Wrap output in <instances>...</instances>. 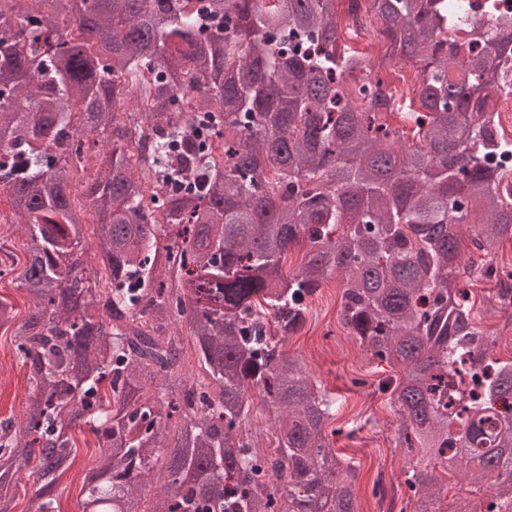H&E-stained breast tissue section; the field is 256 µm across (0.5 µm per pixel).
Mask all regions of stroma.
Here are the masks:
<instances>
[{
  "mask_svg": "<svg viewBox=\"0 0 512 512\" xmlns=\"http://www.w3.org/2000/svg\"><path fill=\"white\" fill-rule=\"evenodd\" d=\"M489 258L511 270L512 242L498 243L488 255L462 244L458 280L472 293L481 329L497 334L496 356L506 359L512 357V319L494 306V282L479 275ZM341 304L338 283L329 282L310 299L305 327L288 338L284 349L300 354L314 384L335 400L336 414L327 425L329 439L338 454L357 467L360 512H373L378 471L387 470L396 483H403L409 458L395 446L397 416L390 395L379 389L391 370L344 329ZM27 384L10 334L0 330V419L22 417ZM96 455V449H79L73 466L59 479L54 495L60 512H81V475L94 464Z\"/></svg>",
  "mask_w": 512,
  "mask_h": 512,
  "instance_id": "stroma-1",
  "label": "stroma"
}]
</instances>
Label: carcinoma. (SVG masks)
<instances>
[{"mask_svg":"<svg viewBox=\"0 0 512 512\" xmlns=\"http://www.w3.org/2000/svg\"><path fill=\"white\" fill-rule=\"evenodd\" d=\"M189 2L0 0V186L30 242L29 308L12 333L29 387L23 419L0 420V512L24 471L26 512H59L52 488L77 457V420L99 448L81 512L139 504L162 457L138 512H357L356 466L326 433L336 402L280 346L334 276L343 324L391 368L396 446L489 483L486 510L469 512H512V358L497 360L481 399L458 393L466 424L445 403L448 367L463 356L480 367L495 345L457 271L462 234L485 252L512 240V169L490 164L512 153L494 116L512 15L488 0L496 33L481 45L468 0ZM371 21L390 66H419L412 98L345 83L356 55L344 32ZM131 89L144 120L129 125ZM213 107L220 165L195 134ZM157 135L148 160L127 157ZM90 153L106 168L76 206L73 162ZM169 226L179 241L161 267ZM89 234L110 273L106 301L83 259ZM482 276L511 312L512 271L490 259ZM180 325L203 381L187 373ZM255 391L273 420L265 457L248 428ZM405 484L413 512H461L442 508L434 475L414 469Z\"/></svg>","mask_w":512,"mask_h":512,"instance_id":"1","label":"carcinoma"}]
</instances>
